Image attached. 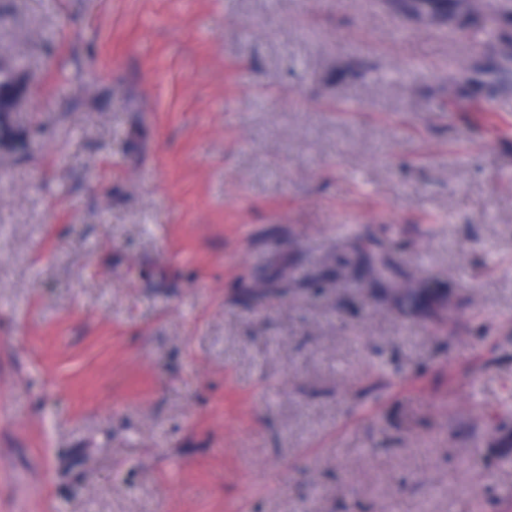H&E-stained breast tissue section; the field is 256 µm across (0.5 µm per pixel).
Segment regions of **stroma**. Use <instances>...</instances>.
<instances>
[{
  "instance_id": "obj_1",
  "label": "stroma",
  "mask_w": 512,
  "mask_h": 512,
  "mask_svg": "<svg viewBox=\"0 0 512 512\" xmlns=\"http://www.w3.org/2000/svg\"><path fill=\"white\" fill-rule=\"evenodd\" d=\"M482 26L0 0L44 132L0 152V512H512V90ZM360 239L445 317L313 297Z\"/></svg>"
}]
</instances>
